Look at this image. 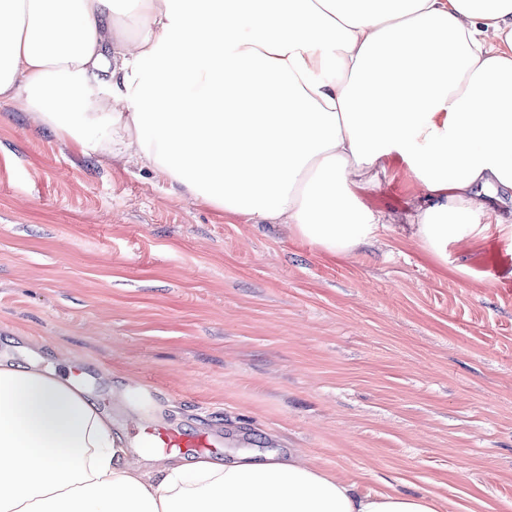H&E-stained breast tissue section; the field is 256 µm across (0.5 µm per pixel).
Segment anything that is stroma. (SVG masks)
<instances>
[{"mask_svg":"<svg viewBox=\"0 0 512 512\" xmlns=\"http://www.w3.org/2000/svg\"><path fill=\"white\" fill-rule=\"evenodd\" d=\"M401 163L365 194L424 200ZM38 349L113 406L220 435L211 457L295 452L440 512H512V247L428 256L397 232L333 259L281 224L82 155L0 100V356ZM111 377L100 374L101 366Z\"/></svg>","mask_w":512,"mask_h":512,"instance_id":"1","label":"stroma"}]
</instances>
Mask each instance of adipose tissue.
I'll return each mask as SVG.
<instances>
[{
    "label": "adipose tissue",
    "instance_id": "obj_1",
    "mask_svg": "<svg viewBox=\"0 0 512 512\" xmlns=\"http://www.w3.org/2000/svg\"><path fill=\"white\" fill-rule=\"evenodd\" d=\"M0 99L81 154L284 224L333 258L391 227L363 198L403 162L400 232L439 260L512 191V0H0ZM0 512H438L296 456L164 455L72 377L0 358Z\"/></svg>",
    "mask_w": 512,
    "mask_h": 512
}]
</instances>
